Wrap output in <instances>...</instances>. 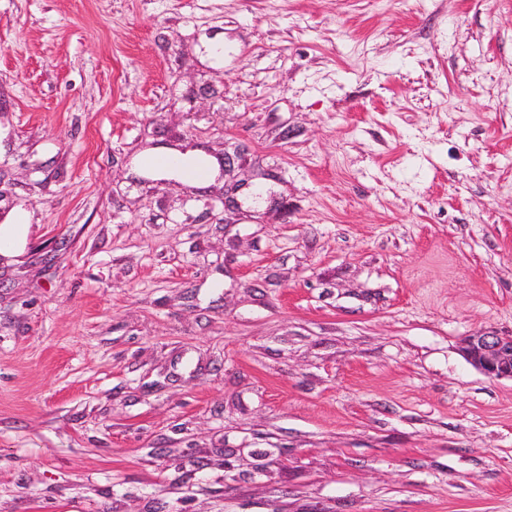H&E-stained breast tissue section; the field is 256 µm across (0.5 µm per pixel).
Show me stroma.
Returning <instances> with one entry per match:
<instances>
[{"label": "stroma", "instance_id": "stroma-1", "mask_svg": "<svg viewBox=\"0 0 512 512\" xmlns=\"http://www.w3.org/2000/svg\"><path fill=\"white\" fill-rule=\"evenodd\" d=\"M6 228L0 512H512V0H0ZM460 348L466 360L487 377L512 380V336L478 332L464 337Z\"/></svg>", "mask_w": 512, "mask_h": 512}]
</instances>
